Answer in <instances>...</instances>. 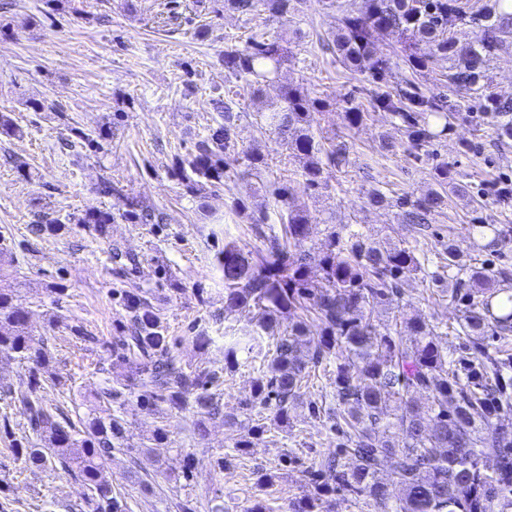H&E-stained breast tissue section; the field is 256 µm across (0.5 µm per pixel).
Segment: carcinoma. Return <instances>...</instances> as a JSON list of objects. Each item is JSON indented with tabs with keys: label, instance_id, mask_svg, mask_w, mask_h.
Returning a JSON list of instances; mask_svg holds the SVG:
<instances>
[{
	"label": "carcinoma",
	"instance_id": "cac0c4a2",
	"mask_svg": "<svg viewBox=\"0 0 512 512\" xmlns=\"http://www.w3.org/2000/svg\"><path fill=\"white\" fill-rule=\"evenodd\" d=\"M229 2L241 13L260 7L276 19H286L301 7V0ZM469 10L481 33L475 42L460 47L449 33ZM511 20L504 0L475 11L463 0H366L363 11L341 16L322 48L346 68L367 69L382 79L391 63L376 54L375 41L382 33L401 31L409 39L407 68L417 72L437 58L448 59V88L478 95L497 137L506 141L512 140V100L488 91L487 71L491 58L508 48L501 33ZM287 56L288 48L279 40L254 38L242 49L224 51V72L244 79L257 92L278 74ZM283 99L285 106L267 116L268 124L288 158L298 162L305 187L316 191L327 168L346 162L347 142L323 135L322 122L331 114L328 101L293 86L284 91ZM375 99L378 107L403 122L415 147L437 137L429 129V118L444 121L443 133L450 126L442 94L382 91ZM217 105L224 124L171 167L172 176L192 194L232 178L264 184L263 153L236 149V101L229 96ZM237 152L244 161L240 171L226 161ZM436 181L438 188L422 197L396 200L405 209L406 223H431L448 196L458 192L448 164L438 167ZM274 195L281 230L268 223L265 214L250 217L265 254L255 259L228 241L218 264L224 275V312L258 310L254 327L242 329L239 340L224 347V369L229 372L237 368L243 353L253 361H267L253 378L252 399L244 404L245 410L273 400L274 424L288 425L290 410L311 372L324 363H336L333 402L317 411L324 412L342 434L340 450L306 470L315 493L290 502L289 512H323L324 498L337 490L375 512H512V430L498 424L501 416L512 413V352L501 346L491 352L485 344L489 335L505 340L512 332V292L498 287L499 280L509 279V272L466 264L448 244L444 256L453 283L442 292L462 306L457 334L465 337L469 350L468 356L455 359L435 343L436 328L422 317H396L381 330L372 322L378 310L399 302L402 283L428 257L354 230L342 234L333 229L319 250H301L316 218L288 184H281ZM119 199L123 218L141 224L163 221L162 213L140 201L124 195ZM114 220L108 211L89 210L78 222L93 225L102 235ZM471 233L485 240L486 251L499 245L501 230L493 224H474ZM314 268L321 271L318 280L312 279ZM284 313L293 320L282 333L278 317ZM312 322L320 327L317 336L310 335ZM266 336L276 337L271 355L263 348ZM131 341L144 352L159 351L167 337L145 309L135 317ZM32 342L28 311L15 289L0 288V357L31 364L27 389L15 400L27 413L34 438L14 448L17 460L59 469L82 482L90 491L89 512H121L106 476L112 448L125 440L122 418L112 415V401L121 392L110 385L101 388L82 400L84 411L72 421L63 410L46 405L39 394L52 354ZM216 382L213 374L192 377L175 360L166 359L143 382L137 403L148 408L164 398L179 410L184 395ZM421 393L428 395L427 402L420 400ZM194 409L200 428L221 414L216 394L206 390L196 395ZM486 456L494 458L490 469L483 464ZM394 484L398 497L390 490Z\"/></svg>",
	"mask_w": 512,
	"mask_h": 512
}]
</instances>
